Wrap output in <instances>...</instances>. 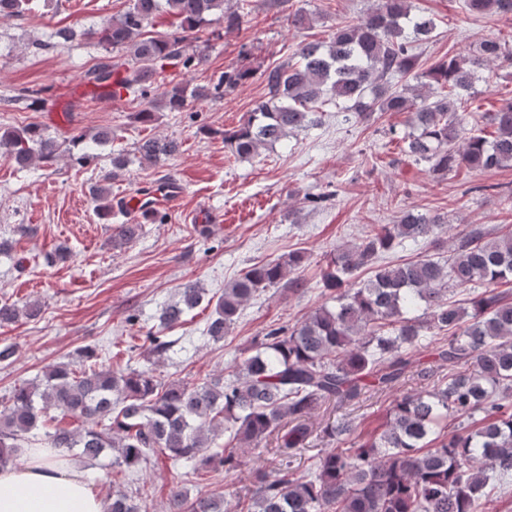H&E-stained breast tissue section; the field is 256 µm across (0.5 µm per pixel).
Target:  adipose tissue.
<instances>
[{"instance_id":"1","label":"adipose tissue","mask_w":512,"mask_h":512,"mask_svg":"<svg viewBox=\"0 0 512 512\" xmlns=\"http://www.w3.org/2000/svg\"><path fill=\"white\" fill-rule=\"evenodd\" d=\"M108 502L85 477L46 449L21 467L0 469V512H106Z\"/></svg>"}]
</instances>
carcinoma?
Returning <instances> with one entry per match:
<instances>
[{"instance_id": "1", "label": "carcinoma", "mask_w": 512, "mask_h": 512, "mask_svg": "<svg viewBox=\"0 0 512 512\" xmlns=\"http://www.w3.org/2000/svg\"><path fill=\"white\" fill-rule=\"evenodd\" d=\"M30 0H0V17L19 16ZM165 11L180 19L171 34L149 36L153 17ZM469 15L512 17V0H463ZM221 13L224 31L241 29L245 14L227 0H133L118 16L96 28L63 29V40L90 36L116 55L95 64L88 75L104 89L134 88L148 97L165 65L185 69L206 62L199 44L211 16ZM433 18L413 11L411 0H378L355 23H339L327 42H301L297 60L264 72L269 99L257 104L237 127L224 131V144L241 158L258 154L289 136L322 124L334 106L345 120L368 121L376 112H408L410 131L401 151L413 162L446 175L466 168L480 172L512 165V98L496 109L470 102L478 69L512 64V31L480 42L471 57H451L418 71L413 44L435 37ZM196 44L194 52L187 47ZM253 69L224 70L214 93L232 91ZM428 93H411L409 78ZM204 87L188 90L171 83L160 103L182 112L192 96H210ZM179 150L177 141L148 137L135 148L142 163L160 167ZM62 142L36 126L0 133V155L18 166L53 165ZM100 219L112 217L111 188L91 186ZM445 217L406 210L395 224L364 231L351 245L329 255L321 283L329 299L292 327L269 329L253 354L228 377L199 385L163 382L148 371H114L68 364L50 367L40 382L15 387L0 410V466L17 465L28 434L45 429L46 445L65 457L78 451L97 460L116 452L115 464L140 470L155 455L190 465L195 473L232 472L242 463L236 445L257 447L276 435L280 464L269 476L256 472L251 496L240 512H493L490 491L512 478V230L488 238L479 228L464 234L448 259L431 255L382 263V255L428 238L440 244ZM141 225L122 224L113 246L130 243ZM302 255L254 264L224 285L205 333L215 341L239 318L244 305L269 288L305 289L291 276ZM361 269L371 276L355 281ZM473 292L470 308L450 300L456 289ZM186 284L180 299L166 306L163 327L172 328L204 300ZM41 305L0 300V325L39 315ZM445 332L431 348L432 363L464 365V373L413 395L394 400L384 422L367 430L342 418L322 428L330 441L353 437L352 448H330L315 470L298 476L291 458L316 434L312 418L323 403L350 404L369 390L390 389L411 367L421 365V337ZM457 429L448 430V417ZM72 418L75 429L47 424ZM229 433L224 446L216 443ZM108 512H140L133 492L112 493ZM170 512H225L224 495H187L174 490Z\"/></svg>"}]
</instances>
